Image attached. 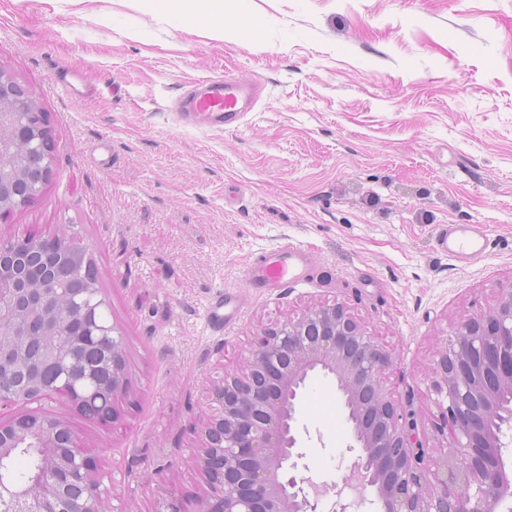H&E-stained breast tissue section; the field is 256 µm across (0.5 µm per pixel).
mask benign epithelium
I'll use <instances>...</instances> for the list:
<instances>
[{"mask_svg":"<svg viewBox=\"0 0 512 512\" xmlns=\"http://www.w3.org/2000/svg\"><path fill=\"white\" fill-rule=\"evenodd\" d=\"M28 98L12 76L0 70V216L13 210V185L29 179L31 157L49 135L38 104L22 111ZM52 173L46 156L38 197ZM53 310L42 316L40 333L58 334ZM25 335L0 317V380L22 360L17 343ZM390 358L340 303L317 304L263 329L239 369L224 375L210 401L216 404L199 432V466L206 488L197 512H317L319 486L305 476L309 466L297 448L293 424L309 373L331 375L344 397L355 445L350 467L354 494L339 497L330 512H493L512 499V476L503 460L502 427L512 422V287L493 307L458 321L435 352L429 391L436 408L434 429L442 439L429 452L415 414L398 406L385 384ZM125 348L112 334L111 398L126 392ZM54 428L62 421L37 413L0 424V437L25 438L23 424ZM39 453L47 477L36 491L0 482V499L13 512H104L95 457L62 452L45 439ZM82 477L92 488L78 508L64 494L69 479ZM376 490L377 499L364 490Z\"/></svg>","mask_w":512,"mask_h":512,"instance_id":"1","label":"benign epithelium"}]
</instances>
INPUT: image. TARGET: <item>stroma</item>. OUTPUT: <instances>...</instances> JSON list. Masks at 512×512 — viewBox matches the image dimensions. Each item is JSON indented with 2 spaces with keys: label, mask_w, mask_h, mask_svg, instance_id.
<instances>
[{
  "label": "stroma",
  "mask_w": 512,
  "mask_h": 512,
  "mask_svg": "<svg viewBox=\"0 0 512 512\" xmlns=\"http://www.w3.org/2000/svg\"><path fill=\"white\" fill-rule=\"evenodd\" d=\"M235 28L179 23L144 0H0V69L48 113L43 193L0 238L77 232L122 333L127 394L111 422L58 394L102 469L107 512H165L204 485L192 425L263 328L344 304L390 355L388 388L437 448L428 390L451 326L512 283V0H230ZM257 81L235 124L178 110L202 80ZM477 224L468 261L437 246ZM308 253L305 281L252 285L264 252ZM240 303L211 328L217 291ZM314 482L354 459L333 378L312 373L297 412Z\"/></svg>",
  "instance_id": "35a3bbf8"
}]
</instances>
